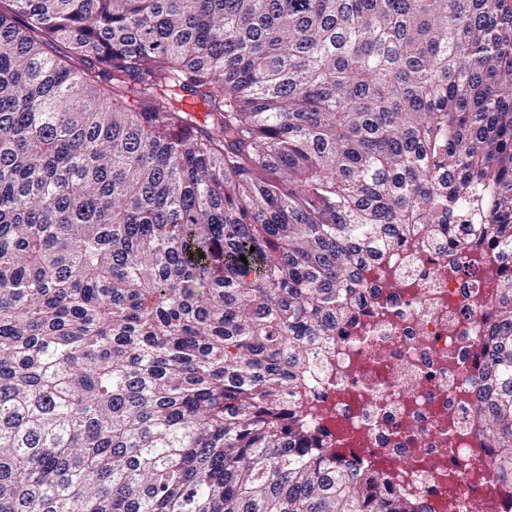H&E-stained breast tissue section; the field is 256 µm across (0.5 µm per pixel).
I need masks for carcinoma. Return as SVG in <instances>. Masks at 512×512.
Masks as SVG:
<instances>
[{
  "label": "carcinoma",
  "instance_id": "carcinoma-1",
  "mask_svg": "<svg viewBox=\"0 0 512 512\" xmlns=\"http://www.w3.org/2000/svg\"><path fill=\"white\" fill-rule=\"evenodd\" d=\"M416 227L512 254V0H0V512H404L288 393Z\"/></svg>",
  "mask_w": 512,
  "mask_h": 512
}]
</instances>
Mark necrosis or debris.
Wrapping results in <instances>:
<instances>
[{
	"mask_svg": "<svg viewBox=\"0 0 512 512\" xmlns=\"http://www.w3.org/2000/svg\"><path fill=\"white\" fill-rule=\"evenodd\" d=\"M348 320L319 340L291 404L310 412L319 447L383 474L407 512H512L477 410L512 256L488 248L470 277L415 232L362 269Z\"/></svg>",
	"mask_w": 512,
	"mask_h": 512,
	"instance_id": "necrosis-or-debris-1",
	"label": "necrosis or debris"
}]
</instances>
